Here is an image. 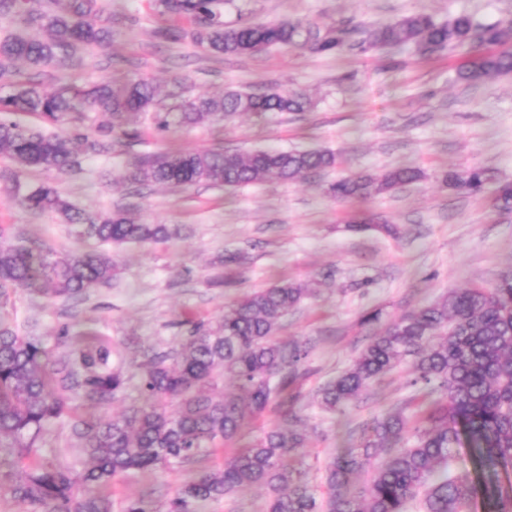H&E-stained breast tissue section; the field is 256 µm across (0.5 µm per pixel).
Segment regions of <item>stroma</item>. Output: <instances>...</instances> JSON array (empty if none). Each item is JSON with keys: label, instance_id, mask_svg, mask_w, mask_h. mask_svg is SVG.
<instances>
[{"label": "stroma", "instance_id": "stroma-1", "mask_svg": "<svg viewBox=\"0 0 512 512\" xmlns=\"http://www.w3.org/2000/svg\"><path fill=\"white\" fill-rule=\"evenodd\" d=\"M426 12L444 21L461 13L491 24L512 16V0H226L224 21L289 19L314 33L363 29ZM112 42L82 60H61L31 79L50 89L60 81L88 85L144 77L159 87V109L200 95L274 86L306 93L303 112L256 120L232 115L206 126L157 130L140 120V137L96 148L103 116L88 113L78 168L39 170L33 183L59 187L79 204L126 210L138 220L168 225L175 236L146 246L120 245L111 285L73 299L49 300L16 289L0 298V317L28 336L54 337L62 324L94 331L111 349L113 368L129 374L126 391L102 408L109 416L136 403L137 366L174 347L196 323L219 319L225 306L288 279L311 296L283 320L275 338L301 341L307 356L295 385L296 411L311 429L309 478L321 484L347 428L408 403L417 391L408 366L374 382L345 414L323 411L319 389L345 371L371 336L406 312L452 288L492 287L512 272V212L498 209L491 190L470 194L442 183L448 170L484 168L493 181L512 182V75L470 87L458 81L464 55L355 51L340 56L296 46L253 56H215L192 41L158 35L165 21L150 0H112L103 15ZM327 149L334 167L290 183L267 181L230 191L199 184L156 185L130 194L121 178L139 157L166 149ZM410 164L419 181L377 195L361 206L331 197L327 188L355 175H378ZM0 161V224L15 240L72 250L71 227L53 213L34 214L14 202ZM395 225L389 236L361 225V215ZM378 310L377 321L363 315ZM234 444L171 469L135 472L112 483L115 506L161 488L173 496L198 472L223 468Z\"/></svg>", "mask_w": 512, "mask_h": 512}]
</instances>
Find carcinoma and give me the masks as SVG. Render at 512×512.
Segmentation results:
<instances>
[{
	"instance_id": "carcinoma-1",
	"label": "carcinoma",
	"mask_w": 512,
	"mask_h": 512,
	"mask_svg": "<svg viewBox=\"0 0 512 512\" xmlns=\"http://www.w3.org/2000/svg\"><path fill=\"white\" fill-rule=\"evenodd\" d=\"M154 5L162 15L189 16L202 24L191 33L163 27L161 37H189L214 55L306 44L315 53L430 45L439 52L475 54L458 71L465 84L512 74V18L483 25L465 14L438 22L416 13L366 29L350 44L344 29L331 28L319 37L289 20L228 27L224 0H154ZM105 10L103 0H50L48 8L43 0H0V12L12 15L17 25L0 35V157L14 165L10 193L24 209L58 214L81 243L145 245L168 239L167 225L137 221L124 210L79 207L57 188L31 185L22 176L71 168L74 145L86 136L69 129L83 126L89 112L108 117L97 127L102 136L136 140L139 119L148 112L155 114L158 129L168 130L213 124L239 112L257 118L303 112L309 100L301 91L270 87L191 98L160 112L157 86L145 79L63 83L52 91L19 79L20 63L38 70L60 56L110 44L112 28L101 21ZM16 112L39 114L64 130L22 126L12 120ZM335 165L336 155L328 150H166L139 158L126 180L173 189L202 182L239 187L296 181ZM419 178L415 168L395 167L380 176H349L330 191L342 202L365 200ZM443 182L479 193L487 176L473 167L450 171ZM114 268L107 250L19 244L0 225L1 293L24 288L48 298L86 296L112 281ZM310 293L305 284L282 281L225 308L216 322L195 325L173 354L138 366L140 402L108 419L79 414L72 406L81 399L104 408L125 389L124 373L112 369L110 350L95 333L71 335L64 329L50 344L19 335L0 319V490L21 512H114L103 492L113 480L203 458L217 445L237 441L274 402L280 421L238 449L224 468L181 485L163 511L140 498L127 501L120 512H203L208 502L243 486L266 490L264 512H408L415 500L422 512H474L479 500L485 512H512V274L491 288L452 289L415 308L372 336L352 365L319 391L323 409L342 413L363 388L408 362L410 385L422 396L411 413L398 407L365 422L357 434L348 431L342 453L325 467L321 491L308 480L301 416L288 409L306 350L275 339L288 313ZM68 337L72 343L60 356L57 349ZM226 374L235 380L236 393L214 395ZM65 417L86 457L80 469L42 456L48 428ZM464 445L470 448L474 479L445 473Z\"/></svg>"
}]
</instances>
